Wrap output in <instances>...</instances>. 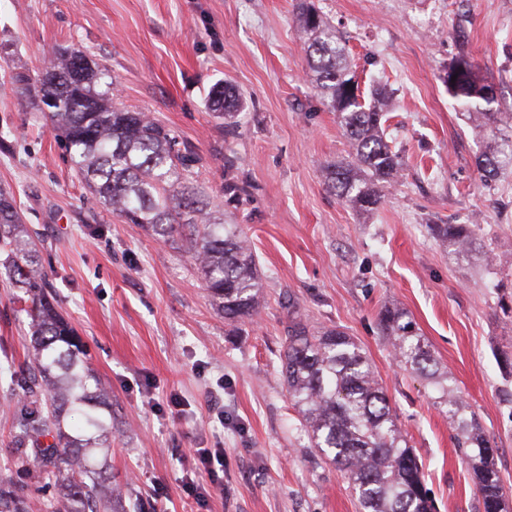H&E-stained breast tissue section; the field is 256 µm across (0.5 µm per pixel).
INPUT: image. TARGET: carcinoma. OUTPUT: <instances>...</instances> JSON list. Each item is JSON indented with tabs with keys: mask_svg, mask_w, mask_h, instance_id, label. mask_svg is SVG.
<instances>
[{
	"mask_svg": "<svg viewBox=\"0 0 512 512\" xmlns=\"http://www.w3.org/2000/svg\"><path fill=\"white\" fill-rule=\"evenodd\" d=\"M295 24L308 55V75L326 107L336 113L351 146L349 158L328 167V188L353 209L370 213L381 205L379 184L399 172V154L387 140L384 93L365 102L346 45L313 0H299ZM79 50L55 52L31 89L19 73L12 91L25 110H37L60 137L67 161L84 178L98 204L130 224L146 228L160 243H177L194 259L203 287L224 312L243 321L258 309L262 288L257 261L238 224L224 223L219 205L186 175L188 158L175 154L176 137L146 112L118 106L108 71L81 68L80 83L69 81ZM448 93L468 118L492 127L476 155L485 178L512 168V113L502 122L488 85L462 51L444 76ZM212 110L233 118L242 105L223 83L211 90ZM436 238L457 253L472 251L469 224H435ZM0 277L19 288L20 312L29 319L31 361L9 374L6 392L17 397L11 414L9 467L38 476L61 495L39 512H100L98 499L112 490L96 467L94 449L112 436V399L86 362L85 344L62 313L32 234L13 194L0 189ZM385 339L396 362L433 385L435 403L457 430L481 512H508V496L494 466V448L468 404L446 374L439 372L428 345L406 312L380 311ZM281 376L311 447L333 464L355 493L360 512H435L422 465L393 413L386 389L361 344L338 329L315 331L300 317L289 321L281 355ZM0 512H31L28 495L0 476Z\"/></svg>",
	"mask_w": 512,
	"mask_h": 512,
	"instance_id": "1",
	"label": "carcinoma"
}]
</instances>
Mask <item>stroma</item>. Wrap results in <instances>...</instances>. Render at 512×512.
I'll return each mask as SVG.
<instances>
[{"label": "stroma", "instance_id": "obj_1", "mask_svg": "<svg viewBox=\"0 0 512 512\" xmlns=\"http://www.w3.org/2000/svg\"><path fill=\"white\" fill-rule=\"evenodd\" d=\"M314 2L345 37L362 90L387 83L402 171L368 216L324 182L349 141L309 80L296 0H0V186L37 231L58 303L109 389L112 482L141 512H359L288 400L280 356L292 311L362 344L437 512H478L455 427L383 338L386 306L408 312L448 370L512 494V170L483 181L474 159L486 136L453 109L443 80L468 52L497 111L512 113V0ZM59 46L105 64L124 109L151 113L196 154L192 180L256 255L252 319L225 322L188 254L104 212L42 113L18 106L12 75L37 74ZM220 80L243 95L233 126L206 106ZM475 215L471 253L429 231ZM16 294L0 279L1 368L27 356ZM195 448L224 451V486L201 503L181 489Z\"/></svg>", "mask_w": 512, "mask_h": 512}]
</instances>
